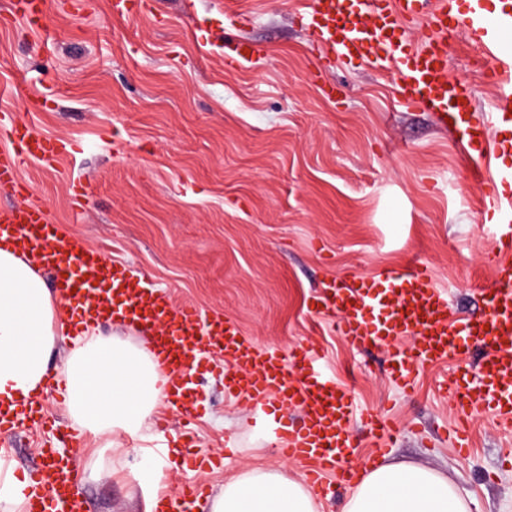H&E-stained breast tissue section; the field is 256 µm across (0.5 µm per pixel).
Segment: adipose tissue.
Returning a JSON list of instances; mask_svg holds the SVG:
<instances>
[{
    "label": "adipose tissue",
    "instance_id": "1",
    "mask_svg": "<svg viewBox=\"0 0 512 512\" xmlns=\"http://www.w3.org/2000/svg\"><path fill=\"white\" fill-rule=\"evenodd\" d=\"M55 306L41 270L11 241L0 242V400L39 396L53 350ZM167 380L142 350L102 333L95 321L65 369L64 404L92 435L125 433L150 440L152 414ZM447 476L413 463L371 467L342 512H472ZM210 512H317L311 491L274 469L258 468L225 484Z\"/></svg>",
    "mask_w": 512,
    "mask_h": 512
}]
</instances>
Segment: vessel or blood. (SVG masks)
<instances>
[{
	"mask_svg": "<svg viewBox=\"0 0 512 512\" xmlns=\"http://www.w3.org/2000/svg\"><path fill=\"white\" fill-rule=\"evenodd\" d=\"M456 0H309L306 17L313 42L326 57L346 66L355 62L393 74L400 104L428 112L439 125L464 128L476 151L471 173L490 220L486 260L494 274L482 290L479 316L452 314L446 291L426 263L403 272H353L324 284L309 307L337 319L341 336L354 348H389L390 377L409 387L426 365L455 363L457 375L444 392L455 413L469 419L490 414L512 427V0L468 13ZM48 0H10L11 17L46 28ZM425 37L403 47L402 34L414 26ZM465 30L479 46H493L488 71L497 88L488 115H478L466 85L448 72L447 35ZM256 45L242 37L224 43V63L240 67L257 56ZM12 146L0 151V184L17 185L24 159L52 164L61 140L20 122L11 125ZM0 239L13 241L38 266L49 268L61 301L83 308L85 317H118L148 338V354L167 376V399L180 414L191 412L190 375L204 361L224 362L226 387L253 410L299 411L298 425L277 436L280 453L307 464L312 487L338 473L356 484L364 469L351 464L359 446L356 426L377 439L395 435L383 411H363L346 390L320 370L321 346L308 340L288 353L261 347L244 336L232 319L207 315L190 304H174L168 292L131 280L121 264L82 239L60 233L39 206L18 203L0 210ZM482 350L477 365L464 352ZM39 400L0 404V441L23 428L47 425ZM27 490L28 512H87L70 476L71 461L57 449L44 451ZM202 487L186 485L166 496L167 512H195Z\"/></svg>",
	"mask_w": 512,
	"mask_h": 512,
	"instance_id": "obj_1",
	"label": "vessel or blood"
}]
</instances>
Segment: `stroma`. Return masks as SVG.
<instances>
[{"instance_id":"1","label":"stroma","mask_w":512,"mask_h":512,"mask_svg":"<svg viewBox=\"0 0 512 512\" xmlns=\"http://www.w3.org/2000/svg\"><path fill=\"white\" fill-rule=\"evenodd\" d=\"M224 2L142 0L139 16L123 18L111 0L78 8L51 0L49 31L39 34L8 20L9 0H0V109L66 145L52 165L24 161L23 197L59 231L175 303L232 318L259 345L285 352L317 339L325 371L357 404L387 408L401 424L397 441L381 449L359 431L361 456L440 471L475 500L476 512H512V464L504 461L512 429L480 416L469 454L451 445L452 406L440 386L455 366L422 368L414 391L396 392L388 350L346 346L333 316L307 309L327 279L401 271L421 259L456 313L477 310L491 273L461 133L403 108L390 73L320 62L301 19L306 0H237L249 14L238 33L263 53L226 68ZM203 17L215 27L197 29ZM472 53L464 35L449 34L448 68L486 111L494 89ZM324 81L335 85V99L322 92ZM34 98L45 103L40 111L29 109ZM193 386L192 446L178 439L179 415L165 401L156 411L170 429L151 446L224 461L205 472L167 469V487L202 481L215 496L257 466L303 479L302 466L279 455L269 436L271 424L288 425L295 412L265 421L226 394L218 367L202 366ZM54 441L50 432L18 433L16 473L37 467ZM142 445L124 433L84 436L75 473L88 512H145L129 470L94 464Z\"/></svg>"}]
</instances>
